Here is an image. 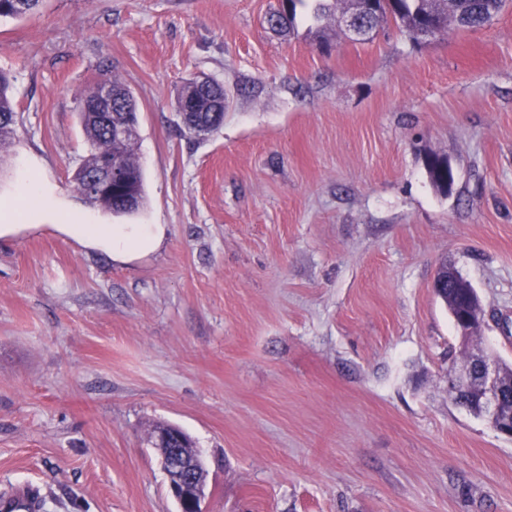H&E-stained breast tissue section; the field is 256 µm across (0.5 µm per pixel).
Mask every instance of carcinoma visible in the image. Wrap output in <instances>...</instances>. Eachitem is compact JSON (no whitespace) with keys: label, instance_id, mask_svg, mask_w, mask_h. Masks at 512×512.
<instances>
[{"label":"carcinoma","instance_id":"1","mask_svg":"<svg viewBox=\"0 0 512 512\" xmlns=\"http://www.w3.org/2000/svg\"><path fill=\"white\" fill-rule=\"evenodd\" d=\"M41 0H0V17L22 19L32 13ZM338 0H282V7L274 10L283 29L294 27L301 8L314 23H320L334 15ZM505 0H350L351 7L362 9L363 20L371 29L393 20L400 31L410 40L424 41L423 35L433 40L457 29H477L489 25L502 10ZM196 102L197 110L188 116L184 128L196 136L209 135L222 124L220 117L211 116V93L203 91L198 78L189 79L178 94L177 111L190 102ZM108 114L114 123L139 124L136 101L130 89L113 74H104L88 92L81 95L79 118L86 139L91 147L89 155L74 175L75 191L85 204L115 215L137 212L145 203L144 177L136 158L137 136L116 140L102 116ZM15 108L10 94L9 76L0 72V150L14 135ZM118 166L125 182L122 191L115 194H92L87 176L104 165ZM432 183L442 191H448V161L431 157L427 162ZM135 199L134 207H127L124 198ZM472 304L467 288H456L448 297V306L460 311Z\"/></svg>","mask_w":512,"mask_h":512}]
</instances>
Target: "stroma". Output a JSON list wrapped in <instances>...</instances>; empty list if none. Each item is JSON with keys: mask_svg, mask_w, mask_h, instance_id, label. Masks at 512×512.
Masks as SVG:
<instances>
[{"mask_svg": "<svg viewBox=\"0 0 512 512\" xmlns=\"http://www.w3.org/2000/svg\"><path fill=\"white\" fill-rule=\"evenodd\" d=\"M278 0H44L0 18L16 138L0 201L38 175L40 221L0 231V493L44 512H178L150 433L183 430L204 512H512V440L452 403L482 351L512 364V2L415 45L298 23ZM133 91L146 203L113 216L73 175L79 94ZM224 87L190 135L184 82ZM448 159L449 192L429 156ZM158 224L126 261L44 218ZM448 264L486 316L462 342ZM41 498L26 486H21L8 494H0L1 512H41Z\"/></svg>", "mask_w": 512, "mask_h": 512, "instance_id": "obj_1", "label": "stroma"}]
</instances>
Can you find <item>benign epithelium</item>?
Returning a JSON list of instances; mask_svg holds the SVG:
<instances>
[{
  "label": "benign epithelium",
  "instance_id": "1",
  "mask_svg": "<svg viewBox=\"0 0 512 512\" xmlns=\"http://www.w3.org/2000/svg\"><path fill=\"white\" fill-rule=\"evenodd\" d=\"M346 34L356 40H364L370 30L355 14H347L342 19ZM459 282V275L442 266L436 273L434 288L440 297H447L448 287ZM484 319L481 304H476L472 315H466L455 321V327L462 339H468L474 324ZM456 387L462 390H478V403L482 419L499 434L512 438V414L502 412L505 396L512 392V383L503 378L498 359L488 354L478 357L473 363L462 367L453 376ZM156 441L170 444L168 452L162 457L163 470L168 478V487L175 498L179 512H203L201 502L204 498V469L199 456H190L186 451V438L178 433L160 431Z\"/></svg>",
  "mask_w": 512,
  "mask_h": 512
}]
</instances>
